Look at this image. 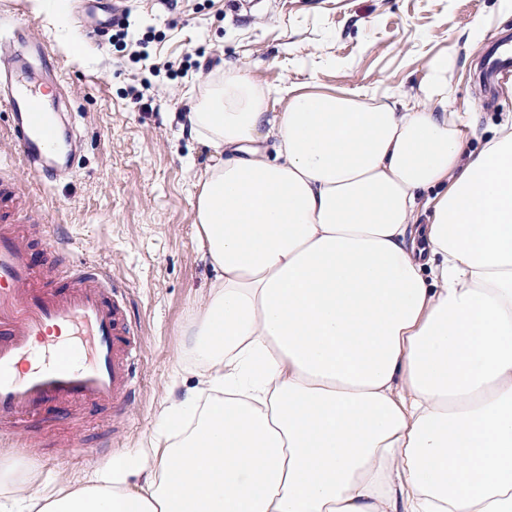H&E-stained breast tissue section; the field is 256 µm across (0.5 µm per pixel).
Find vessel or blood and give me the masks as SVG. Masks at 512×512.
<instances>
[{
  "mask_svg": "<svg viewBox=\"0 0 512 512\" xmlns=\"http://www.w3.org/2000/svg\"><path fill=\"white\" fill-rule=\"evenodd\" d=\"M56 54L20 30L0 52V105L25 166L48 181L60 152L54 111L66 98ZM135 332L110 271L60 265L46 215L0 177V428L29 433L53 404L120 415L134 390Z\"/></svg>",
  "mask_w": 512,
  "mask_h": 512,
  "instance_id": "obj_1",
  "label": "vessel or blood"
}]
</instances>
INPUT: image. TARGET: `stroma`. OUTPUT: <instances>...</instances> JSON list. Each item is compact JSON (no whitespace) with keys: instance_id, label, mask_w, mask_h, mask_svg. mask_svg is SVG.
<instances>
[{"instance_id":"1","label":"stroma","mask_w":512,"mask_h":512,"mask_svg":"<svg viewBox=\"0 0 512 512\" xmlns=\"http://www.w3.org/2000/svg\"><path fill=\"white\" fill-rule=\"evenodd\" d=\"M120 0L129 36L85 40L72 24L76 0H0L58 55L70 127L82 141L68 177L46 185L26 171L0 107V175H16L54 226L67 264L108 266L126 290L141 356L135 390L122 417L85 408L80 426L52 409L40 425L54 434L32 446L0 436V463L38 470L46 479H77L114 454L147 447L161 405L198 377L183 350L193 309L213 272L195 249L193 184L216 161L190 136L186 93L236 68L268 92L269 111H283L288 91L305 87L372 93L378 99L417 92L431 61H448L453 111L473 117L468 150H479L512 114V78L479 82L492 48L512 40L504 0Z\"/></svg>"}]
</instances>
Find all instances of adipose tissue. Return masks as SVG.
<instances>
[{"instance_id":"1","label":"adipose tissue","mask_w":512,"mask_h":512,"mask_svg":"<svg viewBox=\"0 0 512 512\" xmlns=\"http://www.w3.org/2000/svg\"><path fill=\"white\" fill-rule=\"evenodd\" d=\"M446 68L392 103L192 95L209 373L84 484L0 470V512H512V118L465 152Z\"/></svg>"}]
</instances>
